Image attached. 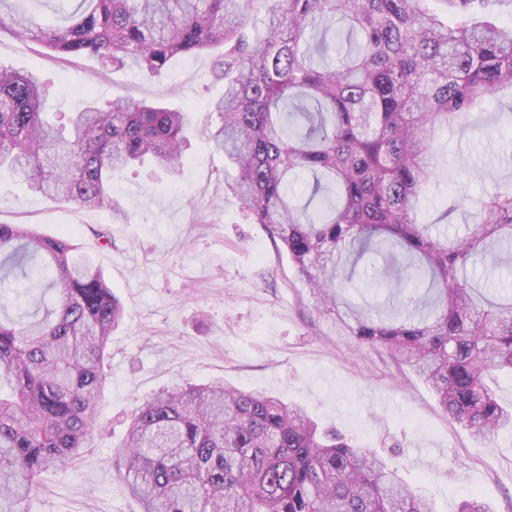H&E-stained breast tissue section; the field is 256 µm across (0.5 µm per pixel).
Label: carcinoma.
<instances>
[{
  "label": "carcinoma",
  "instance_id": "carcinoma-1",
  "mask_svg": "<svg viewBox=\"0 0 512 512\" xmlns=\"http://www.w3.org/2000/svg\"><path fill=\"white\" fill-rule=\"evenodd\" d=\"M0 0V30L48 51L162 74L179 55L222 47L219 123L203 134L236 167L234 198L277 236L337 336L381 347L435 392L477 441L512 431L487 386L512 376V295L481 293L468 265L504 262L512 191L472 204L475 228L442 237L418 220L438 134L512 93V25L496 0H77L60 25ZM265 34L250 38V16ZM327 19L336 34L335 65ZM51 84L0 65V169L28 191L107 208L112 177L155 158L185 163L189 115L144 99H93L52 119ZM309 173L313 212L288 196ZM382 261L397 303L348 304L347 265ZM28 279L32 310L0 318V512H33L43 473L82 456L96 430L105 357L123 308L66 238L0 224V281ZM141 512H435L377 455L323 432L295 403L222 381L175 382L134 411L118 450Z\"/></svg>",
  "mask_w": 512,
  "mask_h": 512
}]
</instances>
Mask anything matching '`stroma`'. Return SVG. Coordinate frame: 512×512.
Returning a JSON list of instances; mask_svg holds the SVG:
<instances>
[{
    "label": "stroma",
    "mask_w": 512,
    "mask_h": 512,
    "mask_svg": "<svg viewBox=\"0 0 512 512\" xmlns=\"http://www.w3.org/2000/svg\"><path fill=\"white\" fill-rule=\"evenodd\" d=\"M219 50L172 60L150 78L137 67L102 71L87 57L58 59L38 43L0 32V65L52 83V109L70 113L86 97L143 98L189 112V158L169 175L153 158L124 172L112 198L128 216L33 194L0 174V224H32L68 236L98 266L124 307L112 332L100 430L85 456L43 475L33 512H138L117 468V445L143 399L180 379L222 380L302 404L320 429L375 450L437 512L480 496L512 512V433L481 444L448 419L431 389L378 349L331 334L281 243L233 198L224 156L199 128L218 122L224 93ZM426 197L430 218L447 215L450 236L468 231L457 201L512 184V124L489 135L444 134ZM112 236L111 244L98 232Z\"/></svg>",
    "instance_id": "35a3bbf8"
}]
</instances>
